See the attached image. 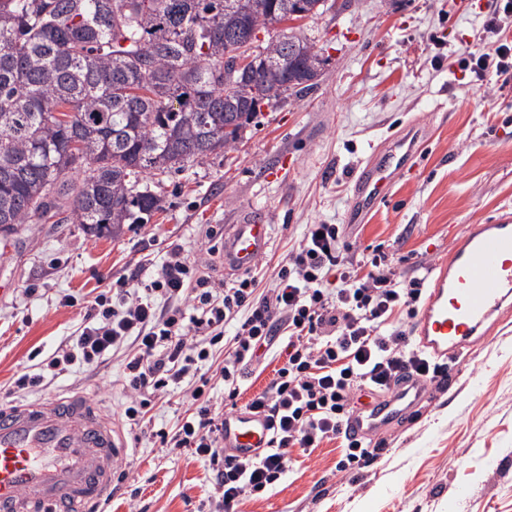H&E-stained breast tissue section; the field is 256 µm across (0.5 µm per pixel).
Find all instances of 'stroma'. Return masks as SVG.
<instances>
[{"instance_id":"stroma-1","label":"stroma","mask_w":512,"mask_h":512,"mask_svg":"<svg viewBox=\"0 0 512 512\" xmlns=\"http://www.w3.org/2000/svg\"><path fill=\"white\" fill-rule=\"evenodd\" d=\"M487 0H329L301 33L326 59L317 88L258 114L237 149L165 175L148 223L112 236L47 219L0 238V406L71 389L124 422V356L20 391L16 379L50 357L120 278H148L167 250L213 253L225 278L224 228L264 214L271 282L309 224H342L352 254L375 250L398 271L434 269L468 224L512 213V83L465 90L458 62L477 43ZM414 143L407 167L376 209L353 219L357 169L391 139ZM194 377L153 402L150 431L126 433L128 476L107 512H208L217 495L206 466L163 447L193 403ZM418 413L386 428L383 451L362 468L336 467L340 443L294 455L268 492L237 512H512V317L457 360L446 389H426Z\"/></svg>"}]
</instances>
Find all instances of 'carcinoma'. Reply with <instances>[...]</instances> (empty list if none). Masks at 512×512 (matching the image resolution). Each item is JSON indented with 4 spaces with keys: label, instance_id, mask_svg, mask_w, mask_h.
Masks as SVG:
<instances>
[{
    "label": "carcinoma",
    "instance_id": "cac0c4a2",
    "mask_svg": "<svg viewBox=\"0 0 512 512\" xmlns=\"http://www.w3.org/2000/svg\"><path fill=\"white\" fill-rule=\"evenodd\" d=\"M296 10L323 0H0V233L52 210L96 237L148 220L145 179L235 148L260 104L317 86L325 58L282 27ZM256 28L279 32L251 56Z\"/></svg>",
    "mask_w": 512,
    "mask_h": 512
}]
</instances>
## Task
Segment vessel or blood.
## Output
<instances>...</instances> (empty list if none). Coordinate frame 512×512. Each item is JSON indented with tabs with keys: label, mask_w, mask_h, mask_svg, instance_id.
<instances>
[{
	"label": "vessel or blood",
	"mask_w": 512,
	"mask_h": 512,
	"mask_svg": "<svg viewBox=\"0 0 512 512\" xmlns=\"http://www.w3.org/2000/svg\"><path fill=\"white\" fill-rule=\"evenodd\" d=\"M414 148L393 141L360 171L358 212L386 199ZM268 226L253 217L224 236L225 267L245 270L268 244ZM512 309V215L466 225L441 263L413 334L431 356L453 360L483 336L485 324ZM422 390L400 386L390 398L354 415L352 432L372 436L402 417ZM265 420L246 411L225 417L224 445L249 456L266 446ZM126 444L111 418L82 392L69 391L0 408V512H91L111 498L116 460Z\"/></svg>",
	"instance_id": "b4317fda"
}]
</instances>
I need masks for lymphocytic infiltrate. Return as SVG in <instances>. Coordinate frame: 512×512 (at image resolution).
Instances as JSON below:
<instances>
[{
    "label": "lymphocytic infiltrate",
    "instance_id": "1",
    "mask_svg": "<svg viewBox=\"0 0 512 512\" xmlns=\"http://www.w3.org/2000/svg\"><path fill=\"white\" fill-rule=\"evenodd\" d=\"M468 57L474 82L491 74L512 79V0H490L479 46ZM423 284L422 277L398 272L383 253L349 254L339 224L306 225L265 290L253 270L211 280L175 248L150 280L96 296L92 313L47 368L92 373L124 352L132 394L124 415L130 429L141 431L152 396L181 383L191 365L209 359L211 347L227 348L221 376L232 402L250 370L287 336L276 378L245 405L269 427L260 454L225 448L224 415L201 385L193 391L194 411L175 432L159 434L166 447L191 449L211 469L221 492L214 512H235L243 497L267 491L287 473L293 451L337 439L339 470L373 459L371 439L349 429L363 397H387L409 380L447 386L448 364L413 344L406 325L419 313ZM399 309L406 320L396 319Z\"/></svg>",
    "mask_w": 512,
    "mask_h": 512
}]
</instances>
